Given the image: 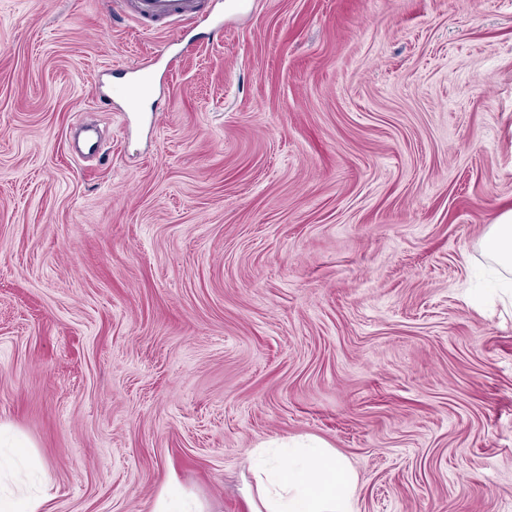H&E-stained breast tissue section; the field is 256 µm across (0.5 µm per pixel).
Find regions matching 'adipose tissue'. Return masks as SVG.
<instances>
[{
    "instance_id": "1",
    "label": "adipose tissue",
    "mask_w": 512,
    "mask_h": 512,
    "mask_svg": "<svg viewBox=\"0 0 512 512\" xmlns=\"http://www.w3.org/2000/svg\"><path fill=\"white\" fill-rule=\"evenodd\" d=\"M480 249L498 270L512 273V210L490 225ZM26 444L0 425V512H40L49 494L30 495L29 478L19 463ZM255 485L247 490L248 512H356V476L323 441L268 443L253 467Z\"/></svg>"
}]
</instances>
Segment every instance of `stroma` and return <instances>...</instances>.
Wrapping results in <instances>:
<instances>
[{
    "label": "stroma",
    "mask_w": 512,
    "mask_h": 512,
    "mask_svg": "<svg viewBox=\"0 0 512 512\" xmlns=\"http://www.w3.org/2000/svg\"><path fill=\"white\" fill-rule=\"evenodd\" d=\"M202 10L0 0V423L51 512H151L172 477L244 512L281 437L326 441L357 512H512L479 248L512 209V0ZM129 14L141 24L167 29L179 21H190L199 14L198 0H124Z\"/></svg>",
    "instance_id": "1"
}]
</instances>
